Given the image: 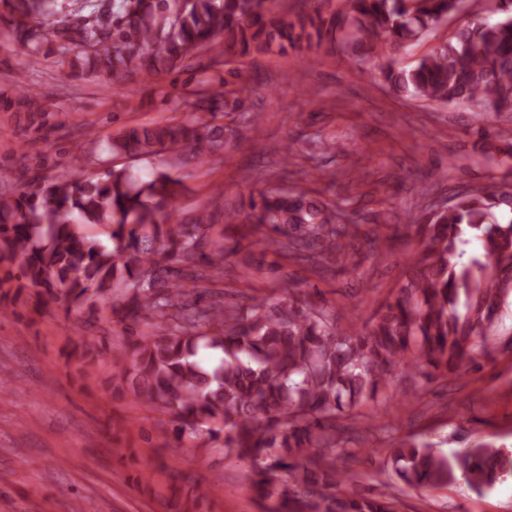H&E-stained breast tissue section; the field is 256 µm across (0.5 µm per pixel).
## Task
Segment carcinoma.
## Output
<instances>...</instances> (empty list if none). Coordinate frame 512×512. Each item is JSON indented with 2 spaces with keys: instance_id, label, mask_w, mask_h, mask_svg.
<instances>
[{
  "instance_id": "1",
  "label": "carcinoma",
  "mask_w": 512,
  "mask_h": 512,
  "mask_svg": "<svg viewBox=\"0 0 512 512\" xmlns=\"http://www.w3.org/2000/svg\"><path fill=\"white\" fill-rule=\"evenodd\" d=\"M57 0H3L13 33L33 53L48 40L56 63L116 79H152L194 64L213 44L207 71L184 86L187 117L124 125L108 140L114 157L166 151L202 167L224 155L237 135L222 119L245 111L253 88L237 65L312 44L340 46L369 64L398 94L431 102L481 101L512 109V0L497 20L472 19L413 67L396 53L457 12V0H342L325 16L288 11L275 0H82L73 26ZM17 112H40L39 94L15 85ZM182 181L164 168L141 181L125 168L104 175L29 178L24 192L0 194V292L33 288L66 305H102L121 316L128 336L107 348L78 345L83 377L110 362L105 388L156 415L155 432L198 448L224 439L249 462L259 498L273 512H396L387 496L345 494L336 470V420L372 424L355 410L376 399L402 371L430 382L494 358L487 343L512 296V182L456 194L444 209L409 218L421 247L406 281L362 328L338 327L322 299L282 278L278 297L249 286L248 303L204 301L200 284L224 278L231 254L261 248L279 259L323 265L361 234L341 224L336 205L310 190L260 191L247 205L183 218ZM481 254L462 261L469 238ZM388 463L418 488L461 477L473 489L512 475V455L478 444L448 457L432 446L392 442ZM195 485L167 499V512H202Z\"/></svg>"
}]
</instances>
